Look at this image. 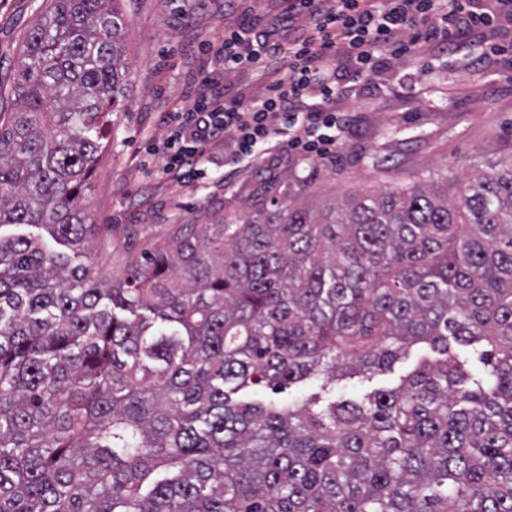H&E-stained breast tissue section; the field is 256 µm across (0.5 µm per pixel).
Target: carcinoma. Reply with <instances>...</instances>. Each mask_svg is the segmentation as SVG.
<instances>
[{
	"mask_svg": "<svg viewBox=\"0 0 512 512\" xmlns=\"http://www.w3.org/2000/svg\"><path fill=\"white\" fill-rule=\"evenodd\" d=\"M128 28L49 0L0 111V512H512V158L143 228L101 276L72 258L112 247L82 192ZM412 359L406 362L396 363L391 372H387L383 375H374L370 379L363 377H356L354 379H347L342 382L336 383V395L342 394L346 391L365 389L371 390L372 388L380 386H396L400 377L404 376L408 371L411 370Z\"/></svg>",
	"mask_w": 512,
	"mask_h": 512,
	"instance_id": "1",
	"label": "carcinoma"
}]
</instances>
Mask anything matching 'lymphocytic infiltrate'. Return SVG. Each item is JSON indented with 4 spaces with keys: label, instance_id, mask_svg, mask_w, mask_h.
<instances>
[{
    "label": "lymphocytic infiltrate",
    "instance_id": "lymphocytic-infiltrate-1",
    "mask_svg": "<svg viewBox=\"0 0 512 512\" xmlns=\"http://www.w3.org/2000/svg\"><path fill=\"white\" fill-rule=\"evenodd\" d=\"M512 41V0H288L270 24L248 22L203 42L211 68L182 110L167 113L166 138L151 151L159 175L202 186L211 166L233 157L261 168L281 147L300 161L333 156L345 120L337 100L358 83L437 48L480 49L495 67ZM251 66L266 70L263 93L224 80Z\"/></svg>",
    "mask_w": 512,
    "mask_h": 512
}]
</instances>
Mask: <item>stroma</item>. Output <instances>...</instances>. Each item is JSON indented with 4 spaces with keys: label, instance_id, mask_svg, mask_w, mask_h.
<instances>
[{
    "label": "stroma",
    "instance_id": "1",
    "mask_svg": "<svg viewBox=\"0 0 512 512\" xmlns=\"http://www.w3.org/2000/svg\"><path fill=\"white\" fill-rule=\"evenodd\" d=\"M44 0H0V89L16 82L21 43ZM129 109L106 130L109 147L85 193L92 223L115 237L131 225L164 235L172 224H207L243 214L263 184L276 198L310 207L348 192L422 180L467 181L477 162L512 155V62L480 66L468 51L433 52L406 69L357 85L338 108L350 124L331 160L298 162L281 152L269 172L248 177L216 167L205 188L177 187L154 175L145 147L166 135L161 113L185 106L203 64L198 42L242 22L227 0H123Z\"/></svg>",
    "mask_w": 512,
    "mask_h": 512
}]
</instances>
